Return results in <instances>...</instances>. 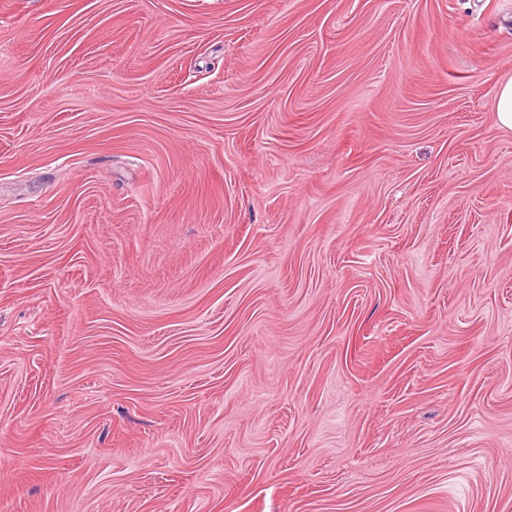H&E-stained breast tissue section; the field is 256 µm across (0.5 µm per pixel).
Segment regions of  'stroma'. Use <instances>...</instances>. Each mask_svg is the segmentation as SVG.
<instances>
[{
	"label": "stroma",
	"mask_w": 512,
	"mask_h": 512,
	"mask_svg": "<svg viewBox=\"0 0 512 512\" xmlns=\"http://www.w3.org/2000/svg\"><path fill=\"white\" fill-rule=\"evenodd\" d=\"M512 0H0V512H512ZM494 112L499 126L512 129V78L500 84Z\"/></svg>",
	"instance_id": "stroma-1"
}]
</instances>
